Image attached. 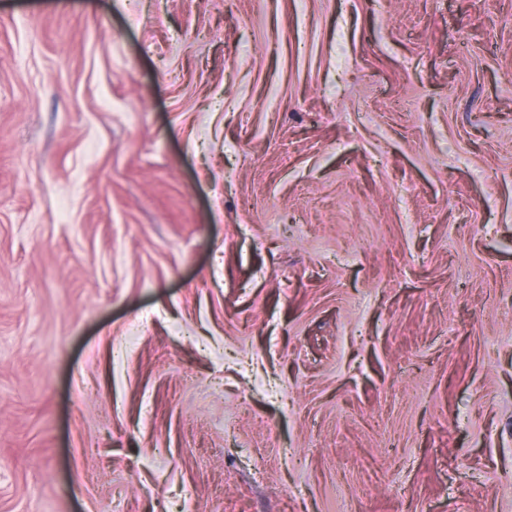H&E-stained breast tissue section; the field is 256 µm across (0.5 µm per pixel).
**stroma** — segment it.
I'll use <instances>...</instances> for the list:
<instances>
[{"mask_svg":"<svg viewBox=\"0 0 512 512\" xmlns=\"http://www.w3.org/2000/svg\"><path fill=\"white\" fill-rule=\"evenodd\" d=\"M0 512H512V0H0Z\"/></svg>","mask_w":512,"mask_h":512,"instance_id":"1","label":"stroma"}]
</instances>
